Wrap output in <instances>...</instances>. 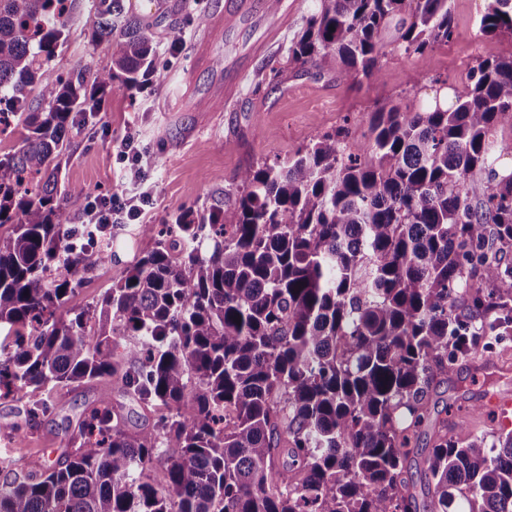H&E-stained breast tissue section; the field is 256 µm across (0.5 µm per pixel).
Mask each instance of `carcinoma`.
Returning <instances> with one entry per match:
<instances>
[{"label": "carcinoma", "mask_w": 512, "mask_h": 512, "mask_svg": "<svg viewBox=\"0 0 512 512\" xmlns=\"http://www.w3.org/2000/svg\"><path fill=\"white\" fill-rule=\"evenodd\" d=\"M316 2L288 63L320 73L376 77L454 34L452 0ZM79 3L0 0V132L25 130L0 154V398L32 419L110 378L156 417L131 430L103 394L54 462L0 455V512H417L404 464L431 387L512 336V55L478 61L450 108L379 106L363 145L341 125L239 170L224 209L181 213L64 318L75 277L113 258L112 230L75 251L61 221L89 196L57 187L69 133L157 74L123 0H92L109 64L51 68ZM480 32L512 37V0H488ZM468 417L435 425L426 512H512V430L489 448Z\"/></svg>", "instance_id": "obj_1"}]
</instances>
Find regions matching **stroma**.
Instances as JSON below:
<instances>
[{
  "mask_svg": "<svg viewBox=\"0 0 512 512\" xmlns=\"http://www.w3.org/2000/svg\"><path fill=\"white\" fill-rule=\"evenodd\" d=\"M150 11L143 0H124L129 14L143 18L156 46L159 79L134 93L113 87L101 112L92 122L79 125L70 135V149L61 162L62 183L80 184L99 197L149 193L152 203L136 224L112 227L115 263L85 274L69 305L86 306L101 298L116 282L127 263L152 246L139 237V224L164 229L178 214L190 210L209 214L224 207L234 193V177L241 169L261 162H283L294 156L313 136L350 123L356 137L368 133L369 114L391 101L427 103L434 78L458 87L477 59L512 54V37L485 36L479 27L487 0H452L455 34L448 44L425 54H388L378 78L343 79L336 72L290 67L288 47L303 29L313 0H289L287 27L265 56L254 62L236 101L224 104V73L238 66L273 21L271 13L235 24L226 30L196 25L198 15L213 14L220 0H160ZM92 16L83 0L71 23L70 35L54 65L57 71L95 72L111 55L108 45H89L86 24ZM180 28L183 42L172 48L170 28ZM210 44L211 60L199 63V40ZM223 58V68L211 65ZM135 136L148 152L142 178L116 161L117 146ZM110 394L122 408L130 427L152 426L155 417L132 396L113 391L111 383L81 388H57L51 393L52 414L35 421L27 434L0 439V453L31 461H50L52 452L67 447L79 419L101 394ZM496 399L512 400V337L494 343L459 362L447 381L431 392L436 412L469 411V426L487 443L497 440L501 425L488 405Z\"/></svg>",
  "mask_w": 512,
  "mask_h": 512,
  "instance_id": "obj_1",
  "label": "stroma"
}]
</instances>
